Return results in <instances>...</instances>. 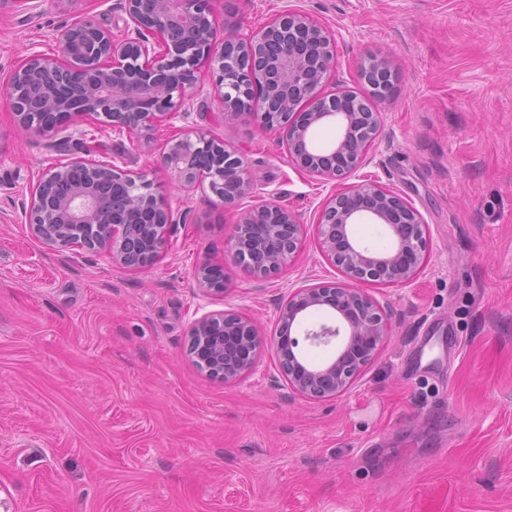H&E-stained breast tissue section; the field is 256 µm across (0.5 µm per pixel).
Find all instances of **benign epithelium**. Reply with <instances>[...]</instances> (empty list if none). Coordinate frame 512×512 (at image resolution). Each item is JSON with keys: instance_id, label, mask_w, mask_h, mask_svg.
I'll list each match as a JSON object with an SVG mask.
<instances>
[{"instance_id": "1", "label": "benign epithelium", "mask_w": 512, "mask_h": 512, "mask_svg": "<svg viewBox=\"0 0 512 512\" xmlns=\"http://www.w3.org/2000/svg\"><path fill=\"white\" fill-rule=\"evenodd\" d=\"M131 25L120 39L91 18L58 30L57 54L34 52L25 57L0 86L20 125L36 134L59 129L39 119L56 112L51 96L35 111L23 105L26 82L54 71L73 92L69 124L92 118L136 135L149 148L157 127L181 113L186 90L204 68L212 71L225 114L247 119L260 129L276 131L289 160L301 171L342 188L325 202L315 225L322 253L342 273L334 283L302 286L288 292L278 308L273 346L282 375L302 397L324 399L344 394L376 356L387 337V315L361 284L407 285L419 274L428 249V230L421 214L400 194L377 181L346 183L377 139L381 114L374 104L386 99L396 73L390 59L369 56L359 79L368 86L366 99L348 89L324 92L335 58V38L301 12L274 18L251 39L232 32L218 36L215 0H122ZM177 28L193 31L189 45L175 41ZM332 125L336 138L322 147L318 128ZM209 156L213 169L203 176L191 167L194 155ZM161 166L184 188L209 179L210 191L235 207L254 190L243 159L221 141L205 134L166 144ZM112 181L127 188L126 202L109 205L100 186ZM69 184L64 195L56 193ZM31 235L61 249L81 247L99 252L112 266L142 270L158 263L168 248L172 214L166 197L143 172L69 157L43 172L31 190L25 212ZM382 224L393 244L376 253L355 240L357 224ZM307 225L294 212L265 202L240 213L226 241V256L246 274L268 279L296 257ZM198 287L224 291L222 268L204 259L195 267ZM321 310L333 318L303 330L312 345L336 344L322 363L309 362L299 350L292 328ZM187 353L197 367L226 384L253 372L264 341L256 324L237 313H204L187 331Z\"/></svg>"}]
</instances>
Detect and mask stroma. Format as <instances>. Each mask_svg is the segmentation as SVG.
<instances>
[{"instance_id":"stroma-1","label":"stroma","mask_w":512,"mask_h":512,"mask_svg":"<svg viewBox=\"0 0 512 512\" xmlns=\"http://www.w3.org/2000/svg\"><path fill=\"white\" fill-rule=\"evenodd\" d=\"M120 0H27L0 10V82L55 29L90 17L125 31ZM220 28L248 37L287 10L336 35L328 89L365 92L360 63L397 81L353 180L406 198L429 229L409 285H368L389 315L375 359L341 397L307 400L264 348L225 384L186 353L196 315L232 311L276 331L289 289L336 282L307 236L278 275L225 260L242 210L272 200L314 224L333 183L300 172L278 134L225 116L201 71L187 113L152 152L84 122L90 158L147 169L174 213L169 250L126 271L31 236L24 212L59 154L0 97V512H512V0H217ZM205 132L243 158L253 196L223 208L157 170L165 143ZM222 265L202 294L192 272ZM195 280L198 287L206 292H223L224 278L222 268L209 259L200 261L195 267Z\"/></svg>"}]
</instances>
